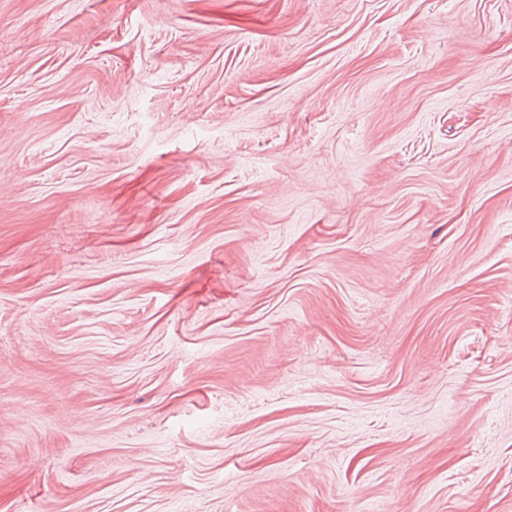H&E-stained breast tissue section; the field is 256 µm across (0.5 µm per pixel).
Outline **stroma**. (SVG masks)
Wrapping results in <instances>:
<instances>
[{"mask_svg":"<svg viewBox=\"0 0 512 512\" xmlns=\"http://www.w3.org/2000/svg\"><path fill=\"white\" fill-rule=\"evenodd\" d=\"M0 512H512V0H0Z\"/></svg>","mask_w":512,"mask_h":512,"instance_id":"stroma-1","label":"stroma"}]
</instances>
